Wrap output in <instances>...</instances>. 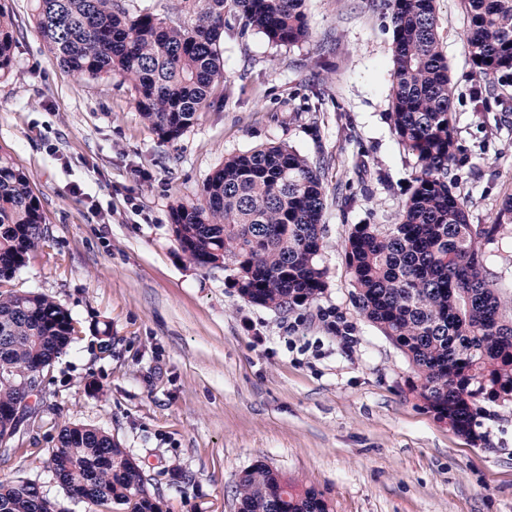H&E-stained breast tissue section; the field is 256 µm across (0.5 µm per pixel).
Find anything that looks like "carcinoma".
Masks as SVG:
<instances>
[{"label": "carcinoma", "instance_id": "carcinoma-1", "mask_svg": "<svg viewBox=\"0 0 512 512\" xmlns=\"http://www.w3.org/2000/svg\"><path fill=\"white\" fill-rule=\"evenodd\" d=\"M473 70L487 82L512 70V0H461ZM393 27L392 128L416 162L410 194L394 224H355L344 243L358 313L409 361L405 396L437 421L477 440L483 404L512 402V306L484 274L483 243L501 225L473 229L456 190L459 148L437 0H381ZM189 26L119 0H32L52 60L81 79L130 85L134 109L163 142L179 139L224 83L220 40L226 16L276 45L310 36L306 0H183ZM17 29L0 8V79L11 75ZM320 167L284 145L224 159L201 202L172 207L182 255L199 268L234 266L240 297L286 311L326 288ZM47 227L31 179L0 152V284L43 247ZM74 320L39 292L0 291V447L13 427L25 382L73 342ZM46 467L69 492L120 512H161L142 469L107 432L60 427ZM240 512H330L323 494L260 462L235 486ZM37 484L0 482V512H46Z\"/></svg>", "mask_w": 512, "mask_h": 512}]
</instances>
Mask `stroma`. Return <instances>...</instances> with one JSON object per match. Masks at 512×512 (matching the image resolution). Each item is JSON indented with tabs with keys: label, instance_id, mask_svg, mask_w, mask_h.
<instances>
[{
	"label": "stroma",
	"instance_id": "obj_1",
	"mask_svg": "<svg viewBox=\"0 0 512 512\" xmlns=\"http://www.w3.org/2000/svg\"><path fill=\"white\" fill-rule=\"evenodd\" d=\"M0 6L19 29L0 79V152L29 173L49 235L7 288L53 297L78 330L0 480L30 478L62 512H89L43 465L60 425L76 422L127 449L161 512H237L234 484L260 461L316 487L332 512H512V403L490 405L483 441L456 435L405 397L407 359L353 303L343 241L353 225L395 223L415 173L389 119L392 26L373 0H307L311 36L291 48L230 20L224 83L174 142L142 120L127 84L53 63L31 0ZM438 8L457 191L472 223L501 225L486 271L512 299V71L482 107L460 2ZM269 143L320 163L327 189L326 288L287 313L241 299L233 268L191 265L171 229L172 204L199 202L225 157ZM323 310L348 326L350 347ZM103 321L107 355L92 331ZM176 470L186 480L174 489Z\"/></svg>",
	"mask_w": 512,
	"mask_h": 512
}]
</instances>
